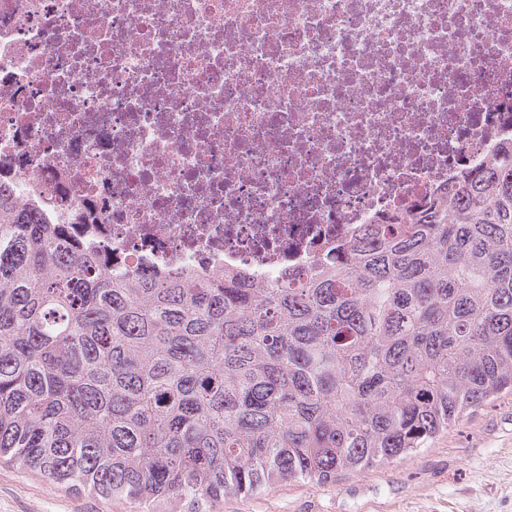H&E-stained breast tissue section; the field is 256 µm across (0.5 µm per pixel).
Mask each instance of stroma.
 <instances>
[{
  "label": "stroma",
  "mask_w": 512,
  "mask_h": 512,
  "mask_svg": "<svg viewBox=\"0 0 512 512\" xmlns=\"http://www.w3.org/2000/svg\"><path fill=\"white\" fill-rule=\"evenodd\" d=\"M165 512H512V393L465 415L426 447L318 485L287 482L217 503L176 499ZM0 512H140L124 498L0 465Z\"/></svg>",
  "instance_id": "35a3bbf8"
}]
</instances>
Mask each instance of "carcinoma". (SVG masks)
<instances>
[{"instance_id":"1","label":"carcinoma","mask_w":512,"mask_h":512,"mask_svg":"<svg viewBox=\"0 0 512 512\" xmlns=\"http://www.w3.org/2000/svg\"><path fill=\"white\" fill-rule=\"evenodd\" d=\"M512 391V145L299 282L117 278L0 186V462L147 512L412 453Z\"/></svg>"}]
</instances>
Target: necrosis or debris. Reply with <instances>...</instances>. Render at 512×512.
Returning <instances> with one entry per match:
<instances>
[{"label":"necrosis or debris","mask_w":512,"mask_h":512,"mask_svg":"<svg viewBox=\"0 0 512 512\" xmlns=\"http://www.w3.org/2000/svg\"><path fill=\"white\" fill-rule=\"evenodd\" d=\"M512 143V0H0V183L116 271L260 288Z\"/></svg>","instance_id":"1"}]
</instances>
